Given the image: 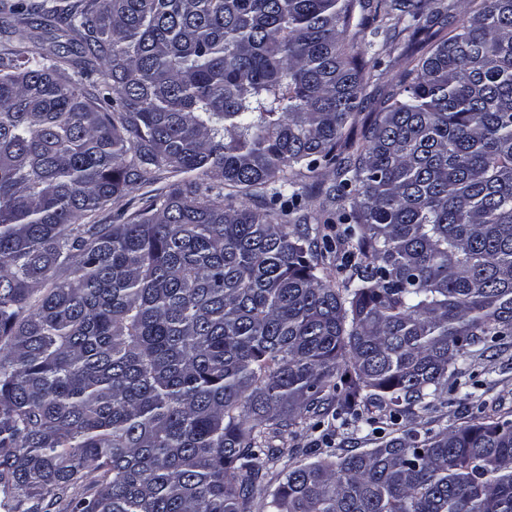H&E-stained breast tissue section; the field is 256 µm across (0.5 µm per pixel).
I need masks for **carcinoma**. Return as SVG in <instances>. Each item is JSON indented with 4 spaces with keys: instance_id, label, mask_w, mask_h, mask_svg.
Here are the masks:
<instances>
[{
    "instance_id": "obj_1",
    "label": "carcinoma",
    "mask_w": 512,
    "mask_h": 512,
    "mask_svg": "<svg viewBox=\"0 0 512 512\" xmlns=\"http://www.w3.org/2000/svg\"><path fill=\"white\" fill-rule=\"evenodd\" d=\"M366 6L0 0L6 512H512V420L394 429L512 336V0L404 52L357 141ZM424 8L389 3L414 37ZM307 419L368 447L292 454L267 490L266 439ZM310 177L307 178V183L312 187L313 194L309 199V208L310 211L316 213L320 212L322 209V205L325 207V196L324 194H320L318 191L322 190L323 192L334 183V174L329 169L320 170L318 174H310ZM168 183L167 179H161L153 184L136 186L128 194L112 199L106 207L105 215L112 216V220L120 213L129 214L141 207L144 201L151 195L160 191Z\"/></svg>"
}]
</instances>
